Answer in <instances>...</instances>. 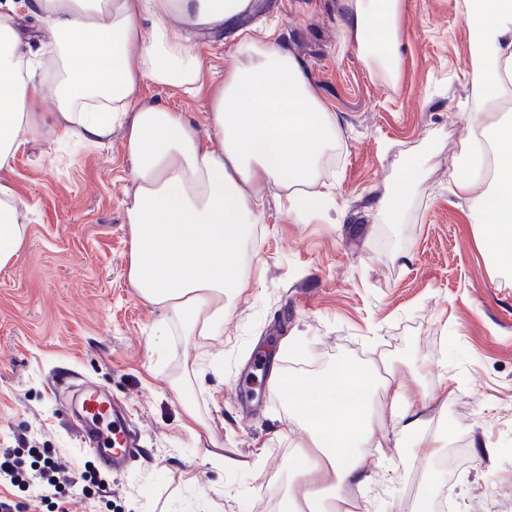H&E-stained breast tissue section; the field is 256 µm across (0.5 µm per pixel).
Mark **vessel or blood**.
I'll list each match as a JSON object with an SVG mask.
<instances>
[{"instance_id": "obj_1", "label": "vessel or blood", "mask_w": 512, "mask_h": 512, "mask_svg": "<svg viewBox=\"0 0 512 512\" xmlns=\"http://www.w3.org/2000/svg\"><path fill=\"white\" fill-rule=\"evenodd\" d=\"M76 426L84 450L106 468L121 469L136 448V437L125 414L103 389L80 391Z\"/></svg>"}]
</instances>
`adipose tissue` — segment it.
Returning <instances> with one entry per match:
<instances>
[{"instance_id": "obj_1", "label": "adipose tissue", "mask_w": 512, "mask_h": 512, "mask_svg": "<svg viewBox=\"0 0 512 512\" xmlns=\"http://www.w3.org/2000/svg\"><path fill=\"white\" fill-rule=\"evenodd\" d=\"M255 0H27L54 43L34 57L10 12H0V171L8 169L44 119L78 146L98 147L126 130L133 187L125 202L131 288L184 335H220L226 302L247 285L244 248L260 222L263 188L285 194L288 217L320 216L331 201L322 175L344 144V129L316 92L305 63L274 31L239 28ZM475 39L469 78L473 106L451 158L449 190L467 199L492 265L512 270V125L494 121L512 98V0H460ZM403 0H341L338 36L387 83L399 79ZM229 29L239 60L211 85L207 132L182 113L140 95L144 83L193 95L203 60L189 35ZM141 45L138 57L130 49ZM52 84L51 115L38 86ZM21 201L0 179V269L14 266L27 240ZM270 391L289 408V428L306 436L278 512H355L346 486L367 479L374 390L391 407L409 452L430 457L418 434L419 405L394 370L343 362L317 377L274 372ZM320 470L324 487L304 482Z\"/></svg>"}]
</instances>
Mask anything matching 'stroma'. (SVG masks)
I'll return each mask as SVG.
<instances>
[{"instance_id": "stroma-1", "label": "stroma", "mask_w": 512, "mask_h": 512, "mask_svg": "<svg viewBox=\"0 0 512 512\" xmlns=\"http://www.w3.org/2000/svg\"><path fill=\"white\" fill-rule=\"evenodd\" d=\"M340 10V0H256L252 22L294 47L346 144L325 170L335 205L320 217L293 222L266 193L249 285L221 335H160L159 309L129 286L123 130L88 151L47 127L17 151L6 177L30 210L25 249L0 270V448L17 449L27 472L56 448L95 476L68 512H276L305 438H281L285 404L266 373L245 370L259 354L304 376L384 360L425 402L422 432L442 439L447 467L408 454L376 395L369 479L345 490L359 512H410L428 484L446 512H512V278L493 274L469 202L448 191L470 110L468 31L455 0H404L405 65L392 86L341 47ZM192 44L211 73L237 58L227 32ZM141 93L208 125L206 92L147 82ZM410 163L418 186L394 221L376 203ZM85 387L129 411L141 451L123 472L80 447L71 400Z\"/></svg>"}]
</instances>
